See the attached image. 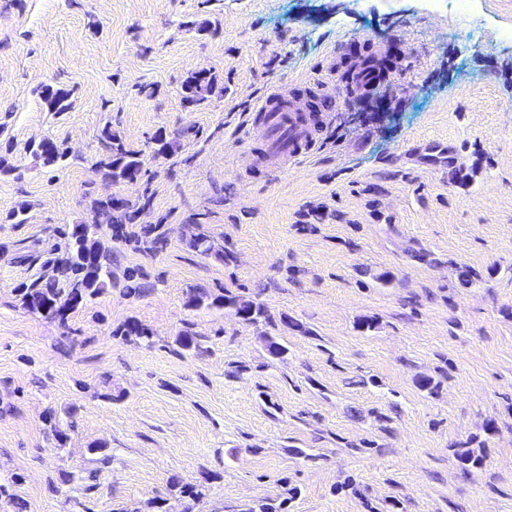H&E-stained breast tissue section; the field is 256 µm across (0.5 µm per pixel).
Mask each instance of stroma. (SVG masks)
<instances>
[{"label": "stroma", "mask_w": 512, "mask_h": 512, "mask_svg": "<svg viewBox=\"0 0 512 512\" xmlns=\"http://www.w3.org/2000/svg\"><path fill=\"white\" fill-rule=\"evenodd\" d=\"M481 2L466 19L426 0H0V512H181L170 478L205 472L195 512H512V0ZM366 57L387 79L316 113L323 150L280 176L250 165L264 92L320 78L303 95L331 103ZM202 69L222 91L187 102ZM107 124L147 184L95 171ZM46 137L66 163L34 158ZM111 195L143 205L98 233L113 287L63 327L31 314L15 290L37 256ZM132 269L144 292L125 291ZM199 290L268 318L191 306ZM130 318L153 345L115 336ZM463 442L481 464L459 463ZM39 96L50 112H64L69 108V104L66 103L69 93L61 88L43 85L39 90ZM209 300L208 293H198V295H193L191 298V305L194 307L200 306H211V307H232L236 309V312L240 314L244 312L247 314V317L243 318V320L249 323H256L261 318H265L266 311L264 307L260 304H257L251 300H244L239 298V296L232 294H224L213 298L211 302H207Z\"/></svg>", "instance_id": "obj_1"}]
</instances>
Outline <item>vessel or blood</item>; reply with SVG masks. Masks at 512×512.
<instances>
[{
  "instance_id": "vessel-or-blood-1",
  "label": "vessel or blood",
  "mask_w": 512,
  "mask_h": 512,
  "mask_svg": "<svg viewBox=\"0 0 512 512\" xmlns=\"http://www.w3.org/2000/svg\"><path fill=\"white\" fill-rule=\"evenodd\" d=\"M384 81V75L373 64L362 65L343 86L338 99L347 101L356 94L376 89ZM247 124L256 143L249 159L268 173L283 172L309 158L319 148L306 107L302 106L298 95L285 89L267 90L249 111Z\"/></svg>"
}]
</instances>
